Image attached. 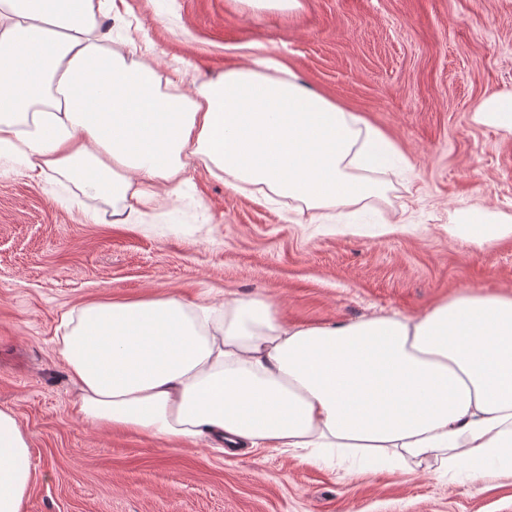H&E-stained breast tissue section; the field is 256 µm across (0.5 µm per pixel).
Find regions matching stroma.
<instances>
[{
  "label": "stroma",
  "instance_id": "35a3bbf8",
  "mask_svg": "<svg viewBox=\"0 0 512 512\" xmlns=\"http://www.w3.org/2000/svg\"><path fill=\"white\" fill-rule=\"evenodd\" d=\"M120 37L166 75L207 78L252 61L294 72L359 113L410 162L386 191L330 224L286 198L225 187L196 163L142 223L64 178L0 160V409L30 439L21 512H512V477L439 482L392 468L319 466L275 451L229 457L205 442L91 425L60 355L90 301L262 298L295 325L417 317L464 292L512 290V235L471 240L460 214L512 216V134L475 123L512 94V0H115Z\"/></svg>",
  "mask_w": 512,
  "mask_h": 512
}]
</instances>
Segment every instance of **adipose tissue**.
<instances>
[{
    "label": "adipose tissue",
    "instance_id": "adipose-tissue-1",
    "mask_svg": "<svg viewBox=\"0 0 512 512\" xmlns=\"http://www.w3.org/2000/svg\"><path fill=\"white\" fill-rule=\"evenodd\" d=\"M113 0H0V157L62 176L125 224L194 161L235 191L259 186L313 220L381 195L371 171L402 153L293 72L224 71L162 88L101 25ZM60 354L94 425L442 479L512 477V293L466 292L421 316L290 326L272 303L169 295L80 309ZM27 435L0 410V512H21Z\"/></svg>",
    "mask_w": 512,
    "mask_h": 512
}]
</instances>
